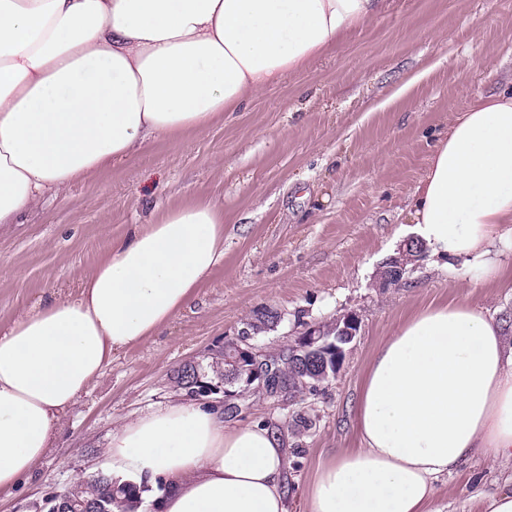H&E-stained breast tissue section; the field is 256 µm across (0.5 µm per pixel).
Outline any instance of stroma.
<instances>
[{
  "mask_svg": "<svg viewBox=\"0 0 512 512\" xmlns=\"http://www.w3.org/2000/svg\"><path fill=\"white\" fill-rule=\"evenodd\" d=\"M512 88V0H396L336 54L269 86L178 142L156 138L95 179L48 193L0 229V330L51 296H76L112 239L199 198L224 209V260L158 333L113 356L66 416L60 438L0 512H34L47 493L103 471L113 430L185 401L174 379L196 368L223 399L214 363L254 312L280 323L258 349L288 348L303 325L348 311L360 332L336 380L306 395L315 424L293 436L292 407L249 397L233 425L262 422L280 436L287 512H309L318 469L360 448L354 403L377 349L429 305L465 303L505 321L512 339V250L495 281L458 278L420 262L394 288L380 264L409 238L408 204L448 120L478 94ZM512 477V461L481 455L437 484L445 512H483L482 497Z\"/></svg>",
  "mask_w": 512,
  "mask_h": 512,
  "instance_id": "stroma-1",
  "label": "stroma"
}]
</instances>
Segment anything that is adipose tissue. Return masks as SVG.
Here are the masks:
<instances>
[{
	"label": "adipose tissue",
	"instance_id": "ef3b65f1",
	"mask_svg": "<svg viewBox=\"0 0 512 512\" xmlns=\"http://www.w3.org/2000/svg\"><path fill=\"white\" fill-rule=\"evenodd\" d=\"M393 0H0V224L46 190L94 179L146 141L181 139L387 12ZM427 258L503 271L512 245V89L448 122L413 197ZM224 260V210L199 200L113 239L76 297L0 334V493L29 478L113 356L193 299ZM505 325L429 307L373 357L356 405L362 448L324 463L311 512H426L440 478L483 453L512 458ZM113 479L157 512H286L281 442L222 407L170 404L112 433ZM167 492H158L159 483Z\"/></svg>",
	"mask_w": 512,
	"mask_h": 512
}]
</instances>
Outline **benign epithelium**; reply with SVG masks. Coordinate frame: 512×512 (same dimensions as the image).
I'll return each mask as SVG.
<instances>
[{"instance_id":"1","label":"benign epithelium","mask_w":512,"mask_h":512,"mask_svg":"<svg viewBox=\"0 0 512 512\" xmlns=\"http://www.w3.org/2000/svg\"><path fill=\"white\" fill-rule=\"evenodd\" d=\"M415 242L414 238L404 241L397 253L382 263L378 272L379 287L388 288L402 282L416 268L422 253L415 247ZM359 330V316L350 311L327 323L310 324L298 333L294 344L288 349V356L302 370L299 377L302 392L307 393L338 376L348 346L357 339ZM257 334L258 331L246 323L225 346L224 362L231 371L230 378L224 380L222 403L226 415L240 412L239 400L256 391L277 397L272 392V384L278 369L273 365L270 354L256 349L253 340ZM68 492L66 488L51 493L39 510L72 512L76 504L68 499Z\"/></svg>"}]
</instances>
